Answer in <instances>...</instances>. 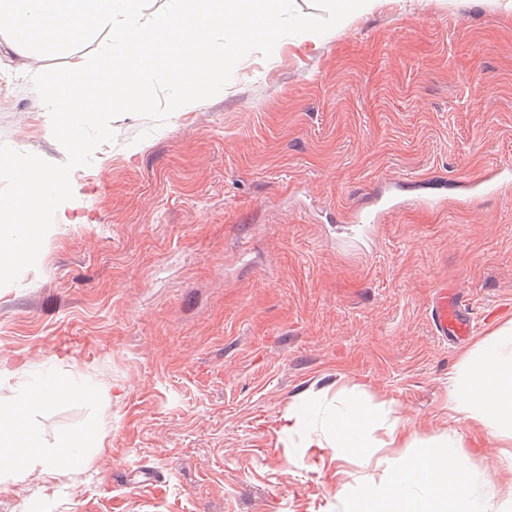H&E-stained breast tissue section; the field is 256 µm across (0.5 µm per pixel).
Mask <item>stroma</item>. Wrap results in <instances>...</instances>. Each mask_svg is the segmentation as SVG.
Returning <instances> with one entry per match:
<instances>
[{"mask_svg": "<svg viewBox=\"0 0 512 512\" xmlns=\"http://www.w3.org/2000/svg\"><path fill=\"white\" fill-rule=\"evenodd\" d=\"M97 48L26 54L0 34V142L64 162L32 78ZM112 129L36 267L0 288V398L34 372L92 381L98 401L34 423L50 444L106 435L83 472L1 487L0 512H343L391 471L274 421L359 393L400 437L460 438L480 494L512 492V443L448 406L462 357L512 322V188L453 201L512 169V0H369L248 54L163 125ZM384 197L380 224H350ZM441 284L476 326L458 346L431 329ZM497 170L492 169L489 173L474 182H466L463 185L464 194L456 199L458 203H466L468 199L477 194L495 193L497 191L495 178L499 176Z\"/></svg>", "mask_w": 512, "mask_h": 512, "instance_id": "stroma-1", "label": "stroma"}]
</instances>
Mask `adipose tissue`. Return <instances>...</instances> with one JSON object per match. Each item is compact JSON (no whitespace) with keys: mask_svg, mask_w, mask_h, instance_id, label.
I'll list each match as a JSON object with an SVG mask.
<instances>
[{"mask_svg":"<svg viewBox=\"0 0 512 512\" xmlns=\"http://www.w3.org/2000/svg\"><path fill=\"white\" fill-rule=\"evenodd\" d=\"M98 393L93 382L53 377L0 399V484L34 472L56 477L83 471L104 435L103 427L90 426L78 438L50 445L34 427L32 415L38 407L62 397L91 402ZM448 401L453 410L492 436L512 440V323L482 339L462 358L448 388ZM309 414V401L294 402L279 418L282 430L299 429L310 437L323 432L338 458L371 460L378 446L375 432L385 421L384 404L367 406L348 400L319 430ZM387 466L392 478L380 486L363 485L344 512H512V497L497 500L476 491L458 438L410 441L406 451L389 459Z\"/></svg>","mask_w":512,"mask_h":512,"instance_id":"1","label":"adipose tissue"}]
</instances>
